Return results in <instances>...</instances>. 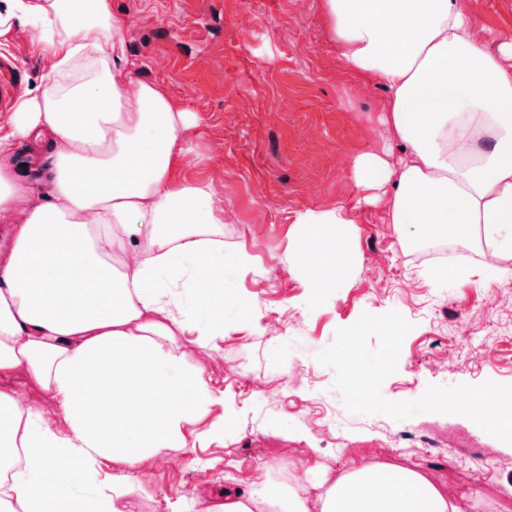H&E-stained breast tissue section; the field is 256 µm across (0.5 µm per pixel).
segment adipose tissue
Here are the masks:
<instances>
[{
	"label": "adipose tissue",
	"instance_id": "ef3b65f1",
	"mask_svg": "<svg viewBox=\"0 0 512 512\" xmlns=\"http://www.w3.org/2000/svg\"><path fill=\"white\" fill-rule=\"evenodd\" d=\"M351 71L388 95L380 123L399 156L351 158L363 200L385 207L403 238L466 242L512 258V43L489 52L463 0H325ZM37 23L33 45L43 81L0 124V443L24 464L0 480V506L44 512H118L142 462L186 445L185 427L215 395L195 351L223 335L180 305L200 289L224 295V266L254 256L224 245V200L202 178L178 177L182 160L206 157L181 139L188 113L153 82L133 76L126 31L111 0H0V35ZM36 140L51 184L9 165L19 142ZM290 247L324 261L301 274L313 293L349 276L343 207L298 214ZM202 259L186 279L181 261ZM192 337L189 346L169 344ZM49 392L63 423L26 406L8 380L17 373ZM120 465L112 474L100 460ZM84 468L106 494L68 492L69 467ZM308 512L300 495L270 483L225 491L215 512ZM321 512H461L420 472L390 464L351 466L324 494Z\"/></svg>",
	"mask_w": 512,
	"mask_h": 512
}]
</instances>
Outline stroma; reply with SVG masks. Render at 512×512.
<instances>
[{
  "label": "stroma",
  "instance_id": "obj_1",
  "mask_svg": "<svg viewBox=\"0 0 512 512\" xmlns=\"http://www.w3.org/2000/svg\"><path fill=\"white\" fill-rule=\"evenodd\" d=\"M467 2L491 52L512 42V0ZM112 14L128 27L127 56L144 63L137 78L188 111L181 135L207 157L202 167L185 162L179 178L212 183L224 198L226 246L255 258L252 269L225 268L224 335L199 353L217 403L188 425V447L143 463L125 512H213L225 488L247 492L262 477L320 512L348 466L384 463L418 470L462 512H512V444L460 415L350 413L334 371L316 359L337 328L395 311L413 328L385 398L415 401L431 384L512 385V260L500 271L460 245L432 276L429 252L402 245L384 208L358 201L351 158L399 143L379 124L385 89L345 67L324 0H112ZM35 36L28 27L0 36L19 93L44 73ZM339 205L353 221L346 246L357 264L318 298L289 233L298 212ZM247 308L260 324L244 319ZM460 434L488 455L460 453ZM285 457L300 461L286 478L270 468Z\"/></svg>",
  "mask_w": 512,
  "mask_h": 512
}]
</instances>
